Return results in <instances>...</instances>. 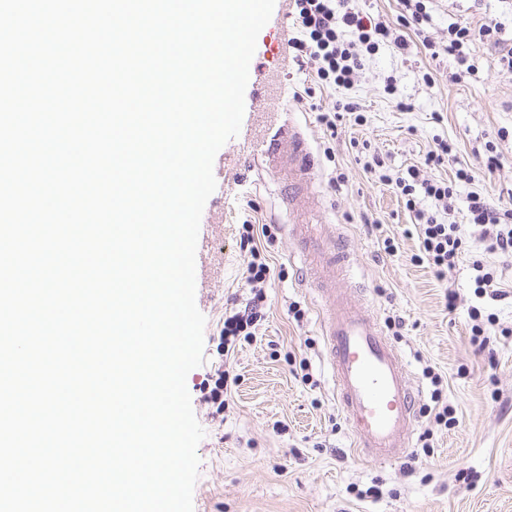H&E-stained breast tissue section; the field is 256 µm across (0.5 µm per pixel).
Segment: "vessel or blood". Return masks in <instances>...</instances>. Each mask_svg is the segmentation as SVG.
Returning <instances> with one entry per match:
<instances>
[{
  "mask_svg": "<svg viewBox=\"0 0 512 512\" xmlns=\"http://www.w3.org/2000/svg\"><path fill=\"white\" fill-rule=\"evenodd\" d=\"M263 154L274 180L288 189L293 222L286 230L298 245L304 285L322 301L327 363L354 446L368 461L401 459L411 446L419 392L404 356L384 336L376 316L336 290L350 252L343 238L318 232L303 204L310 194L311 153L300 127L290 126Z\"/></svg>",
  "mask_w": 512,
  "mask_h": 512,
  "instance_id": "1",
  "label": "vessel or blood"
}]
</instances>
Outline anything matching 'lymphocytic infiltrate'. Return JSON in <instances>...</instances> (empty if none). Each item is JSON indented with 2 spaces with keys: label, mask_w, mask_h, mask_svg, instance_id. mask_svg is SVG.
Here are the masks:
<instances>
[{
  "label": "lymphocytic infiltrate",
  "mask_w": 512,
  "mask_h": 512,
  "mask_svg": "<svg viewBox=\"0 0 512 512\" xmlns=\"http://www.w3.org/2000/svg\"><path fill=\"white\" fill-rule=\"evenodd\" d=\"M294 6L299 35L292 38L291 46L310 65L314 82L323 87H349L367 58L380 48L392 45L404 52L410 48L404 36L394 34L385 22L351 7L349 0H294ZM497 32V27L489 25L477 30L457 22L449 25L444 50L458 64L453 80H462L466 75L469 43L478 36L494 40ZM452 158V145L441 140L426 154L423 166L413 165L396 175L380 176L385 185L393 186L404 198L413 215L419 241L416 262L428 264L440 278L455 266L463 239L459 225L446 219L452 210L451 184L422 177L421 170L441 167ZM469 213L486 251L512 255L511 207L492 204L476 193L470 197ZM240 239L248 245L250 259L243 272L245 293L224 311V353L228 356L234 354L240 341L252 339L257 325L264 321L265 288L275 276L268 252L276 241L274 226L243 225Z\"/></svg>",
  "instance_id": "1"
}]
</instances>
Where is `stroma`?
I'll list each match as a JSON object with an SVG mask.
<instances>
[{"mask_svg":"<svg viewBox=\"0 0 512 512\" xmlns=\"http://www.w3.org/2000/svg\"><path fill=\"white\" fill-rule=\"evenodd\" d=\"M427 8L435 42L447 41L449 24L459 22L475 29L500 25L501 43L473 40V69L460 82L450 79L457 69L451 56L386 47L349 88L319 90L299 104L294 96L309 74L282 50L283 38L297 31L292 0H276L257 39L241 125L267 144L279 139L284 121L301 127L313 160V205L323 223L348 236L353 253L341 285L360 286L419 387L412 446L393 462L357 456L324 362L320 301L302 287L300 270L288 259L294 245L284 230L290 217L282 191L264 157L243 152L233 138L215 157L216 189L204 207L205 286L196 292L206 318L204 362L186 381L205 431L194 512H512V256L484 250L468 209L474 192L493 202L512 198V74L497 64L500 48L512 47V0H429ZM339 100L359 103L364 121L344 115L330 137L317 114ZM402 101L407 109H399ZM502 130L507 138H499ZM438 139L456 147L454 163L437 174L452 182L451 219L464 233V251L442 279L413 259L418 241L407 233L413 215L404 200L363 167L376 156L385 171H405L421 164ZM460 165L471 169L473 181L456 180ZM249 221L278 225L272 256L284 273L266 290L268 317L255 341L235 353L239 380L220 409L209 393L225 364L224 308L241 292L249 254L239 230ZM387 237L395 252H385ZM476 260L495 271L500 300L475 296ZM294 304L301 319L289 311ZM475 306L498 321L480 344L470 333ZM395 317L401 328L389 327ZM428 368L443 380V396L456 410L454 427L436 424L426 411ZM306 372L308 384L301 379Z\"/></svg>","mask_w":512,"mask_h":512,"instance_id":"1","label":"stroma"}]
</instances>
